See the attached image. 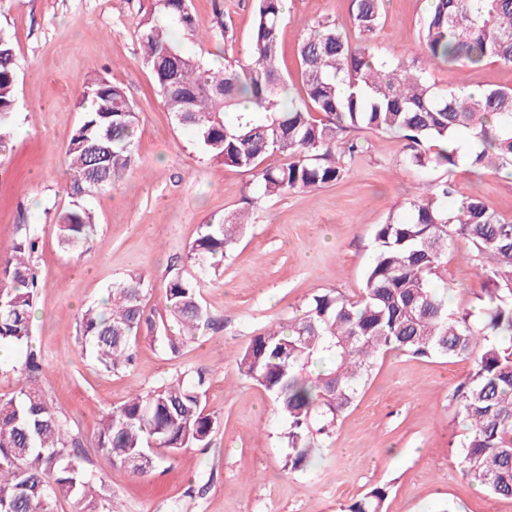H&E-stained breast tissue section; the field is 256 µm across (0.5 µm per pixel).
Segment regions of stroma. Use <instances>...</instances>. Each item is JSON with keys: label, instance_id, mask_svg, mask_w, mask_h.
Masks as SVG:
<instances>
[{"label": "stroma", "instance_id": "stroma-1", "mask_svg": "<svg viewBox=\"0 0 512 512\" xmlns=\"http://www.w3.org/2000/svg\"><path fill=\"white\" fill-rule=\"evenodd\" d=\"M155 0H10L0 27L14 37L16 114L9 150L0 158V254L20 225L36 227L39 288L32 344L51 374L46 390L78 438L93 474L89 493L113 512H342L369 488H390L384 512H512V498L490 494L458 464L463 425L452 402L469 359L380 358L357 402L336 425L316 466L285 472L287 423L261 387L242 376L240 351L270 323L300 314L313 294L334 290L357 299L375 228L412 198L423 179H451L456 198L479 196L512 217V171L405 164L403 141L355 131L363 151L346 176L311 191L262 197L253 172L204 157L177 126L142 60L139 31ZM428 0H384L376 43L385 55L416 57ZM195 35L186 47L205 64L242 57L254 19L253 0H192ZM351 0H289L281 28V70L302 94L297 45L305 25L331 19L348 27ZM233 32L224 41L223 28ZM442 87L511 88L512 67L433 65ZM122 86L138 111L135 166L92 199L96 225L77 250L63 251L51 229L69 205L64 148L80 120L91 79ZM252 209L248 225L219 275L201 295L215 323L178 354L142 332L133 367L112 372L81 352V313L109 286L138 271L150 282L144 310L165 311L162 288L185 261L202 225ZM472 248L455 238L446 279L451 309L476 310L482 284ZM213 368L204 398L219 426L205 448L187 449L147 477L115 466L96 445L102 415L128 397L188 368Z\"/></svg>", "mask_w": 512, "mask_h": 512}]
</instances>
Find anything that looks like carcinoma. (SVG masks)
<instances>
[{"instance_id": "1", "label": "carcinoma", "mask_w": 512, "mask_h": 512, "mask_svg": "<svg viewBox=\"0 0 512 512\" xmlns=\"http://www.w3.org/2000/svg\"><path fill=\"white\" fill-rule=\"evenodd\" d=\"M249 55L207 68L178 34L194 31L189 0H158L159 16L141 25L143 62L163 105L189 130L205 155L255 172L265 197L320 188L346 175L362 151L354 130L391 133L406 141V164L418 171L461 163L474 169L512 165V89L445 88L426 68L382 55L373 45L382 0H351V44L336 23L306 28L298 45L304 98L279 65L283 0H254ZM433 0L419 29L421 57L433 65L512 66V0ZM16 51L0 28V155L14 122ZM248 98L253 109L239 105ZM137 113L123 87L95 78L82 95V116L65 149L66 192L71 198L52 224L59 244L77 247L94 224L85 197L105 191L133 163ZM467 133L478 150L464 159L455 146ZM278 153L288 162L262 166ZM449 181L423 185L403 215L377 225L365 287L356 300L326 292L312 295L302 315L271 326L239 353L237 365L267 391L288 420L284 467L302 470L315 444L331 437L354 405L381 354L417 357L475 356L469 375L453 392L466 431L459 441L465 474L490 493L512 497V219L478 196L455 207ZM248 215L237 212L204 224L188 252L198 274L175 271L163 282L166 310L180 329L145 315L144 275L133 271L112 283L100 308L81 316L83 351L107 371L135 362L142 326L173 354L211 326L200 295V276L236 244ZM472 246L483 283L478 312L448 306L444 273L454 238ZM35 229L24 228L10 253L0 255V347L26 352L22 386L0 396V512H53L61 499L76 512H99L89 497L94 475L85 466L66 419L49 405L45 369L32 345L31 317L38 288L32 256ZM206 368L186 370L135 395L100 421L98 445L121 467L137 458L147 477L185 448L206 447L218 425L206 412ZM388 487L377 485L345 512H384Z\"/></svg>"}]
</instances>
